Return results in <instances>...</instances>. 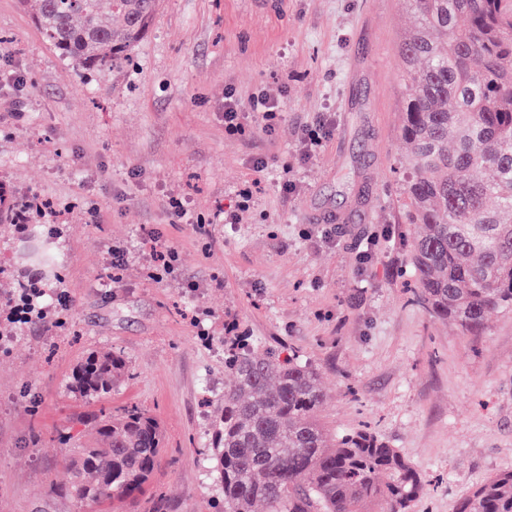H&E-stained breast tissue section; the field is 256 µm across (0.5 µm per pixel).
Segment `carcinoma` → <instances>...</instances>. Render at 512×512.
<instances>
[{"instance_id":"carcinoma-1","label":"carcinoma","mask_w":512,"mask_h":512,"mask_svg":"<svg viewBox=\"0 0 512 512\" xmlns=\"http://www.w3.org/2000/svg\"><path fill=\"white\" fill-rule=\"evenodd\" d=\"M417 29L405 64L399 161L404 220L418 227L411 264L417 298L438 320L479 333L488 314L512 312V0H409ZM159 0H36L45 40L79 68L130 61ZM224 402L203 456L216 512H409L420 474L371 432L337 435L318 418L317 370L246 336L224 338ZM129 376L115 351H93L71 392L104 399ZM69 450L68 494L105 507L135 500L159 466L158 421L137 408L82 418ZM456 512H512V470L460 500Z\"/></svg>"}]
</instances>
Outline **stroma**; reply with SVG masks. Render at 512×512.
I'll return each mask as SVG.
<instances>
[{
  "mask_svg": "<svg viewBox=\"0 0 512 512\" xmlns=\"http://www.w3.org/2000/svg\"><path fill=\"white\" fill-rule=\"evenodd\" d=\"M416 24L407 0H162L130 62L100 72L46 42L31 0H0V190L55 211L51 287L70 297L65 327L12 319V280L39 271L0 277V512H99L66 493L59 436L79 443L81 415L128 406L159 421L164 451L113 512H215L200 451L230 323L317 370L326 428L370 429L402 454L427 483L410 512H454L512 469V313L473 336L414 295L396 166ZM277 86L274 131L225 132L226 93L245 106ZM306 126L323 137L308 157ZM149 227L171 269L143 246ZM97 350L130 367L99 402L70 390Z\"/></svg>",
  "mask_w": 512,
  "mask_h": 512,
  "instance_id": "obj_1",
  "label": "stroma"
}]
</instances>
